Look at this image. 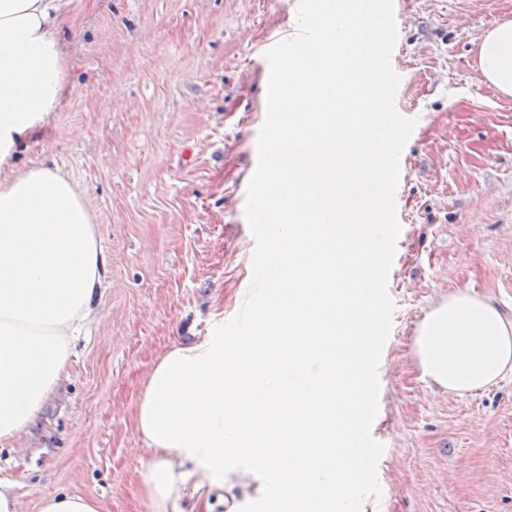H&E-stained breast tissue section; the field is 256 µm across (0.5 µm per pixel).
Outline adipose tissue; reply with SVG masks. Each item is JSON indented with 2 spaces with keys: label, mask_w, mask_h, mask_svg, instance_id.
<instances>
[{
  "label": "adipose tissue",
  "mask_w": 512,
  "mask_h": 512,
  "mask_svg": "<svg viewBox=\"0 0 512 512\" xmlns=\"http://www.w3.org/2000/svg\"><path fill=\"white\" fill-rule=\"evenodd\" d=\"M63 0H0V444L27 432L67 375L76 336L94 313L105 279L97 227L81 190L60 170H16L29 136L44 132L68 90L69 50L54 33ZM318 46L293 53L283 111L287 126L269 146V185L259 205L279 265L252 335L216 330L162 354L134 406L149 459L139 479L152 512H216L227 491L247 492L254 512H355L352 453L335 462L297 452L300 443L345 431L361 400L354 355L370 308L367 256L382 224L372 188L376 136L359 118L371 109L366 50L349 60L343 84L300 76L323 70L350 38L337 0H323ZM486 81L512 96V19L480 48ZM351 220L340 224L338 213ZM305 316L315 340L279 327ZM426 375L453 392L512 373V320L464 293L434 306L420 325ZM338 389H328L329 380Z\"/></svg>",
  "instance_id": "obj_1"
}]
</instances>
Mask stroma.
Masks as SVG:
<instances>
[{"instance_id":"1","label":"stroma","mask_w":512,"mask_h":512,"mask_svg":"<svg viewBox=\"0 0 512 512\" xmlns=\"http://www.w3.org/2000/svg\"><path fill=\"white\" fill-rule=\"evenodd\" d=\"M288 0H70L59 37L68 93L17 166L60 168L83 191L107 262L67 378L29 432L0 446L21 512L55 492L104 512L139 496L133 408L172 346L235 327L253 304L252 176L288 116L271 100L272 41ZM395 105L415 127L377 431L380 499L362 512H512V373L472 392L425 376L417 328L465 293L512 318V97L484 79V35L512 0H402Z\"/></svg>"}]
</instances>
